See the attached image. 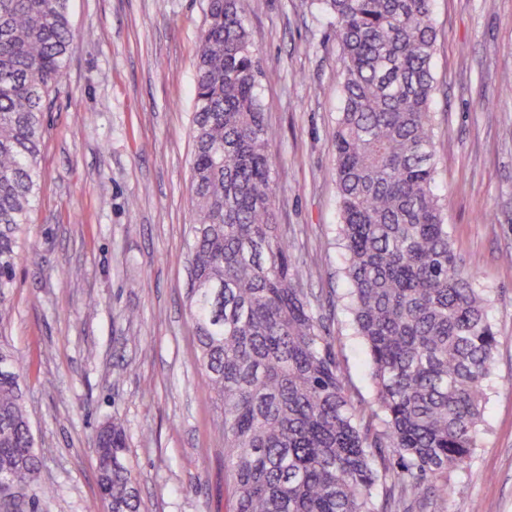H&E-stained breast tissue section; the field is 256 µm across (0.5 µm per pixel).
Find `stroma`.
<instances>
[{"label": "stroma", "mask_w": 512, "mask_h": 512, "mask_svg": "<svg viewBox=\"0 0 512 512\" xmlns=\"http://www.w3.org/2000/svg\"><path fill=\"white\" fill-rule=\"evenodd\" d=\"M208 0H70L75 32L48 116L7 332L28 365L39 512H104L92 437L123 425L144 512H228L219 412L188 308L195 60ZM436 190L500 338L478 446L425 512H512V0H434ZM247 25L275 135L276 211L323 303L353 397L369 358L344 309L331 18L255 0ZM465 486V495L455 492Z\"/></svg>", "instance_id": "stroma-1"}]
</instances>
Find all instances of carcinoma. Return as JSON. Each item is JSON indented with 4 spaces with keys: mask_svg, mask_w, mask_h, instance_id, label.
<instances>
[{
    "mask_svg": "<svg viewBox=\"0 0 512 512\" xmlns=\"http://www.w3.org/2000/svg\"><path fill=\"white\" fill-rule=\"evenodd\" d=\"M70 0H0V330L67 68ZM334 21L342 112L334 141L345 307L365 343L376 408L350 395L320 304L276 224L273 137L246 18L210 0L196 61L189 312L220 413L229 512H409L429 479L477 447L499 336L435 193L433 0H311ZM26 365L0 333V508L37 512L41 460ZM97 476L112 512H142L121 425Z\"/></svg>",
    "mask_w": 512,
    "mask_h": 512,
    "instance_id": "cac0c4a2",
    "label": "carcinoma"
}]
</instances>
